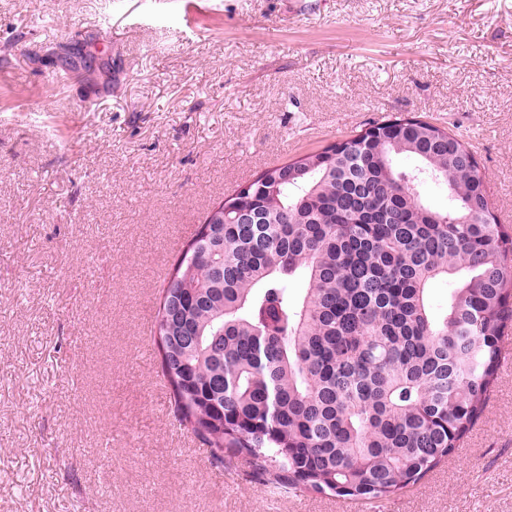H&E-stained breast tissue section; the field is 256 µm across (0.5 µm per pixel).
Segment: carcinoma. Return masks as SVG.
<instances>
[{
	"mask_svg": "<svg viewBox=\"0 0 512 512\" xmlns=\"http://www.w3.org/2000/svg\"><path fill=\"white\" fill-rule=\"evenodd\" d=\"M485 200L467 146L415 118L266 170L230 198L255 223L208 216L163 288L179 425L277 489L381 502L419 483L484 413L512 325V232Z\"/></svg>",
	"mask_w": 512,
	"mask_h": 512,
	"instance_id": "carcinoma-1",
	"label": "carcinoma"
}]
</instances>
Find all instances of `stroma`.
Masks as SVG:
<instances>
[{
	"label": "stroma",
	"mask_w": 512,
	"mask_h": 512,
	"mask_svg": "<svg viewBox=\"0 0 512 512\" xmlns=\"http://www.w3.org/2000/svg\"><path fill=\"white\" fill-rule=\"evenodd\" d=\"M450 129L512 229V0H0V512H512V372L390 500L275 494L180 427V245L265 169Z\"/></svg>",
	"instance_id": "obj_1"
}]
</instances>
